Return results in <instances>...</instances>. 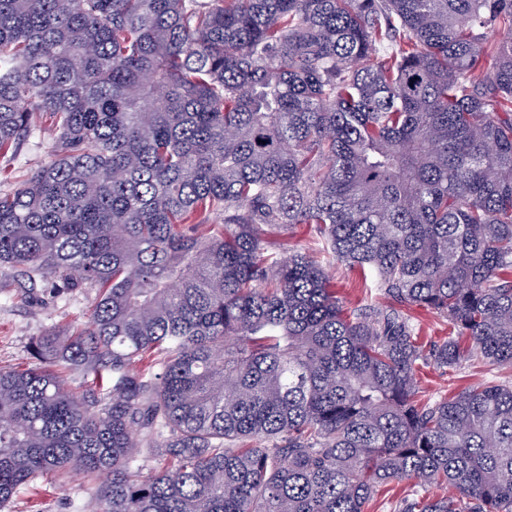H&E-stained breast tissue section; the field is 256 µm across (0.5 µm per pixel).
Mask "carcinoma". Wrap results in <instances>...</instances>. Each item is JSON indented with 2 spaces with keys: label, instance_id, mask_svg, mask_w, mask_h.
Masks as SVG:
<instances>
[{
  "label": "carcinoma",
  "instance_id": "1",
  "mask_svg": "<svg viewBox=\"0 0 512 512\" xmlns=\"http://www.w3.org/2000/svg\"><path fill=\"white\" fill-rule=\"evenodd\" d=\"M502 27L512 0H0V153L57 133L0 190V265L99 288L0 369V502L71 471L96 512H368L394 482L390 512H512V382L417 380L512 368ZM296 224L387 304L345 312L276 247ZM54 139L51 120L46 116L40 117L38 129L32 137L16 151L0 155V189L16 188L32 169L50 162ZM412 316L421 328L420 336H422L423 342L428 341L427 347H429L430 341L448 336V321L432 311L422 308L415 309L412 311ZM512 380L511 369H500L480 361L463 364L456 371H448L441 376L440 372L431 367L421 368L418 376L420 395H447L456 392L461 386L471 383L497 384Z\"/></svg>",
  "mask_w": 512,
  "mask_h": 512
}]
</instances>
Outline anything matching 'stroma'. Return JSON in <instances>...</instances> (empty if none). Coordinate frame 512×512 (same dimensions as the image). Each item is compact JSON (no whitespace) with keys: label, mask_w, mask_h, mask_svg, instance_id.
<instances>
[{"label":"stroma","mask_w":512,"mask_h":512,"mask_svg":"<svg viewBox=\"0 0 512 512\" xmlns=\"http://www.w3.org/2000/svg\"><path fill=\"white\" fill-rule=\"evenodd\" d=\"M54 139L50 119L40 117L32 137L16 151L0 155V189L16 188L32 169L50 162ZM328 272L345 311L384 304L381 291L373 285L371 271L351 269L334 262ZM97 294V288L88 285L72 288L48 278L39 283L31 298L23 300L18 295L15 270L0 266V368H26L31 361V343L37 337L65 328H84ZM505 380H512L511 369L496 368L480 361L464 363L460 369L444 376L434 368L425 367L418 376L420 391L425 396L449 395L467 384H497ZM96 508L92 485L74 473L58 489L52 488L46 477L20 487L0 506V512H95Z\"/></svg>","instance_id":"35a3bbf8"}]
</instances>
